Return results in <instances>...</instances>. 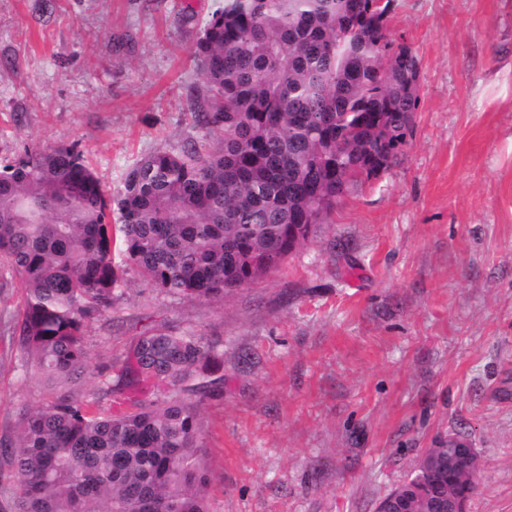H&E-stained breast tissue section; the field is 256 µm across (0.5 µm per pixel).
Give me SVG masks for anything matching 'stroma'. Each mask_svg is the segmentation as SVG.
Instances as JSON below:
<instances>
[{"instance_id":"1","label":"stroma","mask_w":512,"mask_h":512,"mask_svg":"<svg viewBox=\"0 0 512 512\" xmlns=\"http://www.w3.org/2000/svg\"><path fill=\"white\" fill-rule=\"evenodd\" d=\"M217 0H0V157L74 144L108 189L197 137L192 53ZM420 59L413 136L279 269L189 301L129 276L98 374L144 331L212 345L210 512H374L428 448L477 449L469 512H512V0H394ZM0 331V436L54 385Z\"/></svg>"}]
</instances>
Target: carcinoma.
<instances>
[{"instance_id":"cac0c4a2","label":"carcinoma","mask_w":512,"mask_h":512,"mask_svg":"<svg viewBox=\"0 0 512 512\" xmlns=\"http://www.w3.org/2000/svg\"><path fill=\"white\" fill-rule=\"evenodd\" d=\"M392 0H222L195 44L200 136L141 157L107 190L74 145L0 161V266L23 288L9 331L18 361L67 382L86 328L118 307L126 275L172 296L222 303L278 269L362 174L388 171L412 136L420 60L394 43ZM211 348L160 325L138 336L97 396L68 387L14 414L0 440L12 512H209L198 402ZM110 401L109 409L99 402ZM481 458L419 456L410 485L472 498Z\"/></svg>"}]
</instances>
